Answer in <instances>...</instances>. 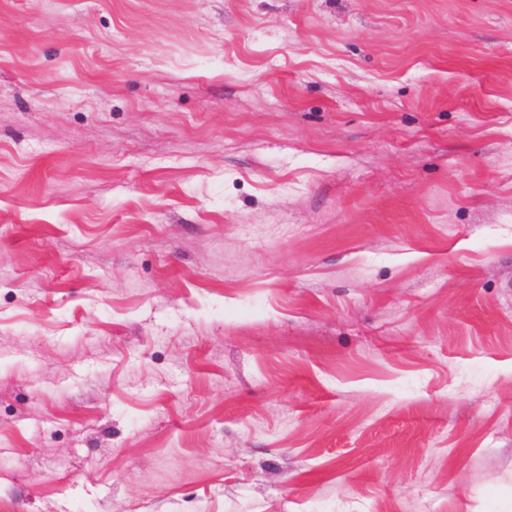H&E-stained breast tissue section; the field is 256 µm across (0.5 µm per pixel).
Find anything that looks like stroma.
I'll list each match as a JSON object with an SVG mask.
<instances>
[{"label":"stroma","mask_w":512,"mask_h":512,"mask_svg":"<svg viewBox=\"0 0 512 512\" xmlns=\"http://www.w3.org/2000/svg\"><path fill=\"white\" fill-rule=\"evenodd\" d=\"M0 512H512V0H0Z\"/></svg>","instance_id":"stroma-1"}]
</instances>
